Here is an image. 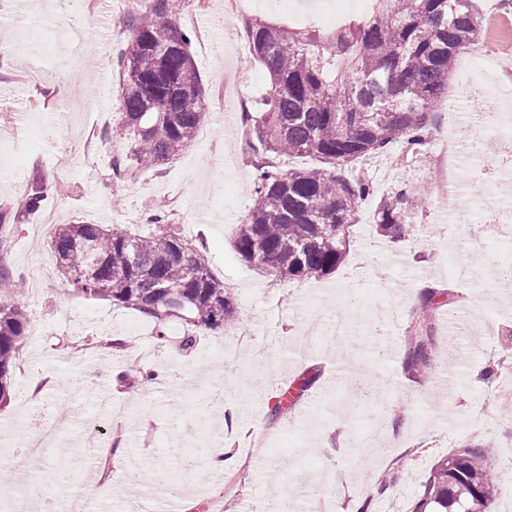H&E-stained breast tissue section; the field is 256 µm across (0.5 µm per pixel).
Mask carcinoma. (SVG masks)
Here are the masks:
<instances>
[{"mask_svg": "<svg viewBox=\"0 0 512 512\" xmlns=\"http://www.w3.org/2000/svg\"><path fill=\"white\" fill-rule=\"evenodd\" d=\"M372 15L325 34L284 24L249 26V53L270 75L254 119L253 154H313L333 165L283 171L256 164L253 208L236 230L234 248L247 263L279 279H310L336 270L349 228L369 184L347 166L400 142L423 144L428 117L448 86L456 58L478 38L470 0H376ZM174 0H148L127 18L132 38L118 60L123 73L121 118L112 134L125 149L112 156L113 179L175 159L194 140L206 116L205 91L191 52L193 32L173 20ZM46 186L33 173L19 208L0 209V244L21 216L42 206ZM417 199L402 191L382 199L380 234L404 237L406 214ZM152 230L133 234L121 224H61L51 240L56 265L79 293L150 318L165 338L176 317L206 329L230 327L236 309L224 281L199 248L156 208ZM30 320L0 302V403L10 399L16 353ZM432 337L421 338L404 361L418 379L433 361ZM496 453L468 444L430 471L417 495V512H486L497 493Z\"/></svg>", "mask_w": 512, "mask_h": 512, "instance_id": "1", "label": "carcinoma"}]
</instances>
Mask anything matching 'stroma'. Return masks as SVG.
I'll return each instance as SVG.
<instances>
[{"label":"stroma","instance_id":"obj_1","mask_svg":"<svg viewBox=\"0 0 512 512\" xmlns=\"http://www.w3.org/2000/svg\"><path fill=\"white\" fill-rule=\"evenodd\" d=\"M504 0H471L481 34L478 51L501 52L486 63L490 95L512 98V14ZM121 0H0V31L11 42L0 53V208L27 189L33 171L49 185L41 211L19 224L0 264L20 288H0V300L30 316L21 349L27 370L15 374L11 399L0 407L9 431L37 422L59 444L36 462L18 465L54 495L90 497L112 512L132 505L128 474L175 499L176 512H336L368 504V512H413L432 465L470 443L499 445L498 492L488 512H512V398L501 397V376L488 369L512 355V288L490 291L505 276L501 260L512 251L504 227L476 220L445 223L462 199L486 202L487 183L461 171L453 192L436 198L428 170L411 163L402 144L359 159L352 172L371 182L359 206L350 245L335 272L316 279L272 280L232 246L237 224L254 204L255 155L239 148L230 113L256 111L269 83L246 53H228L223 0L198 13L214 35L212 49L192 45L210 107L195 140L173 162L113 180L109 168L123 141L109 137L121 110L117 61L132 37ZM472 62L460 54L428 123V143L467 141L481 129L449 124L459 78ZM256 79L235 90L233 74ZM404 189L424 203L410 211V232L400 251L380 236L375 210L382 196ZM121 210H113L114 199ZM164 207L183 235L203 239L212 272L230 289L240 322L233 328L197 329L168 321L158 339L151 320L75 292L54 271L44 213L57 223L144 222ZM473 260L472 277L454 276L449 249ZM438 294L429 297L428 286ZM432 298L437 359L420 382L407 379L402 361L414 340V316ZM128 344L119 350L104 337ZM192 337L183 347V337ZM452 354L453 364L438 362ZM138 360L161 374L151 387L123 392L120 370ZM313 379L303 398L270 418L281 386ZM237 421H223L226 405ZM120 440L105 463L90 464L97 448L88 431ZM383 436L385 451L360 447L361 432ZM227 444L238 465L215 475L206 460Z\"/></svg>","mask_w":512,"mask_h":512}]
</instances>
